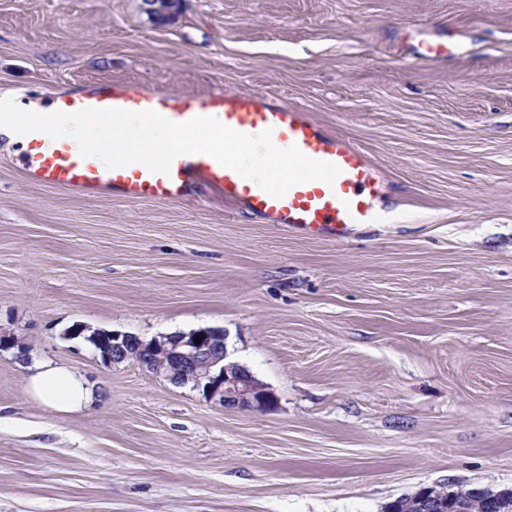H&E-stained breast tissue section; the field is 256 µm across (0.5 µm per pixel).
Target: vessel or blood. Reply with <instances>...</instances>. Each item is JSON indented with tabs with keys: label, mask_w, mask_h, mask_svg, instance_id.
<instances>
[{
	"label": "vessel or blood",
	"mask_w": 512,
	"mask_h": 512,
	"mask_svg": "<svg viewBox=\"0 0 512 512\" xmlns=\"http://www.w3.org/2000/svg\"><path fill=\"white\" fill-rule=\"evenodd\" d=\"M85 108L153 110L177 123L198 116L213 117L252 136L268 130L276 147L297 146L312 159L336 165L340 173L333 184H299L276 198L207 155L177 156L165 173L150 171L140 163L110 169L98 159L82 157L79 148L35 137L23 162L31 180L83 195L111 193L132 202L182 200L193 186L203 194H220L225 203L264 223L279 224L290 233L314 238L343 239L357 225L385 221L375 202L384 195L386 185L377 176L370 156L347 138L322 130L308 113L288 102L263 93L219 91L195 96L137 83L102 85L80 97L61 96L56 100L60 112Z\"/></svg>",
	"instance_id": "vessel-or-blood-1"
}]
</instances>
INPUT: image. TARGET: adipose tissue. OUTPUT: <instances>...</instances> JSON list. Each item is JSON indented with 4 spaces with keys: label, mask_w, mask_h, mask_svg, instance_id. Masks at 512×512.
<instances>
[{
    "label": "adipose tissue",
    "mask_w": 512,
    "mask_h": 512,
    "mask_svg": "<svg viewBox=\"0 0 512 512\" xmlns=\"http://www.w3.org/2000/svg\"><path fill=\"white\" fill-rule=\"evenodd\" d=\"M25 370L29 396L50 411L77 412L93 398L86 380L69 367L42 361L26 365Z\"/></svg>",
    "instance_id": "adipose-tissue-1"
}]
</instances>
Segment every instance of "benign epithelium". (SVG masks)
Here are the masks:
<instances>
[{
  "label": "benign epithelium",
  "instance_id": "obj_1",
  "mask_svg": "<svg viewBox=\"0 0 512 512\" xmlns=\"http://www.w3.org/2000/svg\"><path fill=\"white\" fill-rule=\"evenodd\" d=\"M109 338L101 354L106 364L124 362L134 353L146 369L176 385L189 386L226 409L264 411L275 405L276 396L267 385L244 366L227 360V333L222 328H202L150 340L119 332ZM488 494L486 488H475L465 498L450 494L444 500L432 485L422 488L416 501L420 512H464L466 502Z\"/></svg>",
  "mask_w": 512,
  "mask_h": 512
}]
</instances>
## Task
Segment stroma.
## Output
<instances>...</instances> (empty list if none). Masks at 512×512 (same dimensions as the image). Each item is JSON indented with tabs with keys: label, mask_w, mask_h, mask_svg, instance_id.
<instances>
[{
	"label": "stroma",
	"mask_w": 512,
	"mask_h": 512,
	"mask_svg": "<svg viewBox=\"0 0 512 512\" xmlns=\"http://www.w3.org/2000/svg\"><path fill=\"white\" fill-rule=\"evenodd\" d=\"M446 37L448 58L420 59ZM140 83L265 92L358 143L395 221L301 237L208 195L157 203L27 179L0 139V333L78 371L81 411L0 349V512H384L512 489V0H0V96ZM218 327L276 395L227 409L76 325ZM29 396L56 413H73L86 407L93 391L86 380L69 367L49 361L24 366ZM436 491L448 500L443 501L441 495ZM488 494L489 491L486 488H475L468 493L466 498H463L459 495L449 494L445 487L437 486L435 490V486L432 485L422 488L417 493L416 501L420 512H462L466 507L464 503L475 502V499H480Z\"/></svg>",
	"instance_id": "1"
}]
</instances>
